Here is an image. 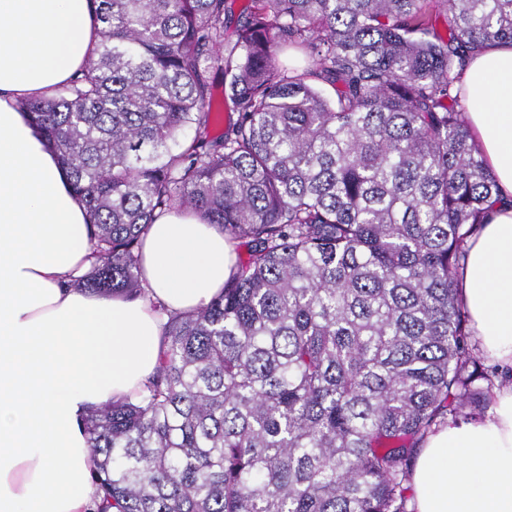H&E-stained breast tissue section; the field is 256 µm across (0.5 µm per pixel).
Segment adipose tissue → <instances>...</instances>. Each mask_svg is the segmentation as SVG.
Wrapping results in <instances>:
<instances>
[{"instance_id": "ef3b65f1", "label": "adipose tissue", "mask_w": 512, "mask_h": 512, "mask_svg": "<svg viewBox=\"0 0 512 512\" xmlns=\"http://www.w3.org/2000/svg\"><path fill=\"white\" fill-rule=\"evenodd\" d=\"M93 0H0V512H90L89 409L155 371L161 319L208 304L232 268L229 241L196 214L144 238L149 296L69 287L90 266L88 218L56 154L17 104L82 70L99 39ZM469 131L502 201L468 247L460 295L484 355L512 373V45L476 49L460 80ZM414 512H512V383L483 419L429 434L411 478Z\"/></svg>"}]
</instances>
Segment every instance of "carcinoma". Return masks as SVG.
Masks as SVG:
<instances>
[{
    "instance_id": "carcinoma-1",
    "label": "carcinoma",
    "mask_w": 512,
    "mask_h": 512,
    "mask_svg": "<svg viewBox=\"0 0 512 512\" xmlns=\"http://www.w3.org/2000/svg\"><path fill=\"white\" fill-rule=\"evenodd\" d=\"M432 2L248 0L229 43L226 0H98L81 75L19 103L90 217L70 286L139 298L173 210L248 254L86 415L97 512H409L421 443L485 408L459 288L499 187L453 88L512 0Z\"/></svg>"
}]
</instances>
